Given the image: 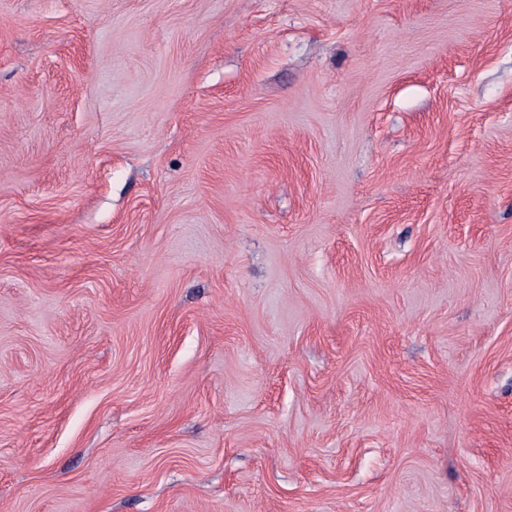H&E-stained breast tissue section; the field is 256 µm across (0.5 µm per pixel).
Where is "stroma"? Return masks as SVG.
<instances>
[{"label":"stroma","mask_w":512,"mask_h":512,"mask_svg":"<svg viewBox=\"0 0 512 512\" xmlns=\"http://www.w3.org/2000/svg\"><path fill=\"white\" fill-rule=\"evenodd\" d=\"M0 512H512V0H0Z\"/></svg>","instance_id":"35a3bbf8"}]
</instances>
